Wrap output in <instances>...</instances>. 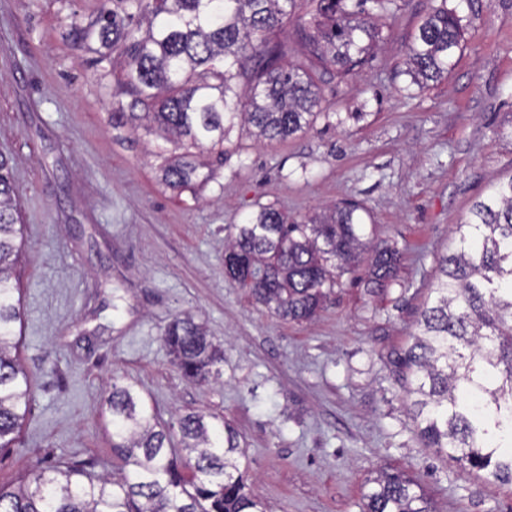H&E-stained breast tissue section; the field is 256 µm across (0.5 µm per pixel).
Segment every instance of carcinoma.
I'll return each instance as SVG.
<instances>
[{
	"label": "carcinoma",
	"mask_w": 512,
	"mask_h": 512,
	"mask_svg": "<svg viewBox=\"0 0 512 512\" xmlns=\"http://www.w3.org/2000/svg\"><path fill=\"white\" fill-rule=\"evenodd\" d=\"M99 0L94 21L72 41L106 63L121 93L112 122L160 134L183 153L164 167L172 189L206 180L196 154L224 143L240 126L283 142L313 126L326 75L344 78L368 61L381 28L357 0ZM309 6L301 24L306 62L281 63L285 44L269 34ZM464 28L447 0L431 7L407 46V73L418 86L455 66ZM198 153L191 152V149ZM360 207L346 203L301 221L262 206L224 250L225 274L273 316L308 321L330 300L341 273L365 246ZM456 250L438 263L436 301L424 307L411 342L395 359L408 418L427 448L512 484V177L477 200L454 226ZM13 160L0 153V449L11 448L31 399L14 351L21 322L15 266L22 248ZM400 251L373 244L369 282L396 279ZM171 363L190 382L219 375L224 348L189 314L162 336ZM118 470L59 463L0 486V512H270L245 491L242 438L217 415L189 411L178 429L158 419L132 383L106 389ZM364 512H432L418 484L384 472L364 494Z\"/></svg>",
	"instance_id": "1"
}]
</instances>
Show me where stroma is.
<instances>
[{
    "label": "stroma",
    "mask_w": 512,
    "mask_h": 512,
    "mask_svg": "<svg viewBox=\"0 0 512 512\" xmlns=\"http://www.w3.org/2000/svg\"><path fill=\"white\" fill-rule=\"evenodd\" d=\"M432 0H395L369 61L322 86L306 133L258 142L232 131L204 152L194 189L161 181L172 147L112 124L110 79L72 25L98 0H0V152L14 160L24 257L21 358L32 400L0 485L89 458L112 471L102 391L135 383L161 422L186 409L232 420L249 491L273 512H362L379 471L401 472L433 512H512V485L423 447L392 360L434 299L451 228L512 175V0H448L465 41L448 78L412 84L408 42ZM344 201L367 237L395 244L397 277L368 287L370 251L309 322L272 316L224 274L231 225L261 206L297 218ZM193 314L224 347L218 377L193 384L162 341Z\"/></svg>",
    "instance_id": "obj_1"
}]
</instances>
